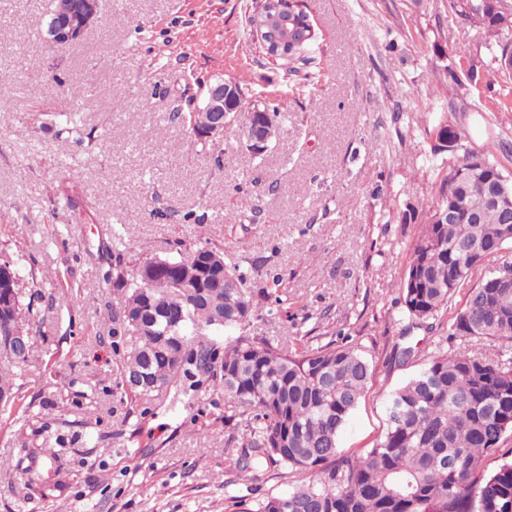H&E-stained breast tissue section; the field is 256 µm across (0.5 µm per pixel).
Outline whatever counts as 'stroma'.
<instances>
[{"label": "stroma", "mask_w": 512, "mask_h": 512, "mask_svg": "<svg viewBox=\"0 0 512 512\" xmlns=\"http://www.w3.org/2000/svg\"><path fill=\"white\" fill-rule=\"evenodd\" d=\"M302 2L316 41L290 73L253 34L258 0H102L98 22L62 48L36 32L53 0H0V253L24 293L57 274L53 298L33 302L36 341L16 381L19 409L0 411V458L40 447L45 425L65 439L55 464L0 471V512H224L227 496L289 488L276 469L238 477L237 429L209 389L131 413L107 318L117 237L137 258L219 248L261 288L257 270L279 273L282 305L255 313L243 334L293 350L360 335L375 377L340 450L384 432L387 394L420 367L389 355L407 251L448 170L432 129L453 114L462 148L512 139V112L497 109L512 75L448 0ZM455 47L480 79L436 95ZM219 79L239 84L247 109L287 96L288 119L261 156L243 149L241 124L225 130L216 159L175 120ZM68 112L80 113L79 132L60 121ZM62 188L75 207L59 203ZM44 482L49 497L29 494Z\"/></svg>", "instance_id": "1"}]
</instances>
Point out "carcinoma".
Masks as SVG:
<instances>
[{
  "label": "carcinoma",
  "instance_id": "1",
  "mask_svg": "<svg viewBox=\"0 0 512 512\" xmlns=\"http://www.w3.org/2000/svg\"><path fill=\"white\" fill-rule=\"evenodd\" d=\"M481 28L500 48L512 50V5L496 0ZM449 88L478 82L474 62L457 48L448 52ZM492 149L449 154L425 222L409 252L398 302L415 329L433 333L443 326L448 302L470 281L488 256L512 245V224L461 171L500 169L504 138ZM448 206L450 223L432 218ZM504 264L467 292L465 305L448 320L438 351L387 399L388 423L374 447L345 455L339 434L369 389L373 377L365 346L347 335L338 344L290 351L260 339L231 336L264 301L282 299L254 291L251 282L225 264L216 247L197 246L184 254L138 261L131 273L112 269L120 301L112 309L114 336L125 339L119 354L122 376L141 372L148 384L131 393L145 404L163 397L183 377L200 376L224 396V420L238 425L235 469L244 480L282 467L294 477L286 493L252 503L230 496L231 512H512V460L489 471L483 456L512 437V353L495 342L512 340V278L502 281ZM15 264L0 260V408L15 404L14 379L21 375L34 342L17 353L12 329L29 324L22 306ZM484 342L491 353L442 350L448 337ZM412 343L395 345L390 361L401 365L421 357ZM39 453L57 458L60 435L39 430Z\"/></svg>",
  "mask_w": 512,
  "mask_h": 512
}]
</instances>
